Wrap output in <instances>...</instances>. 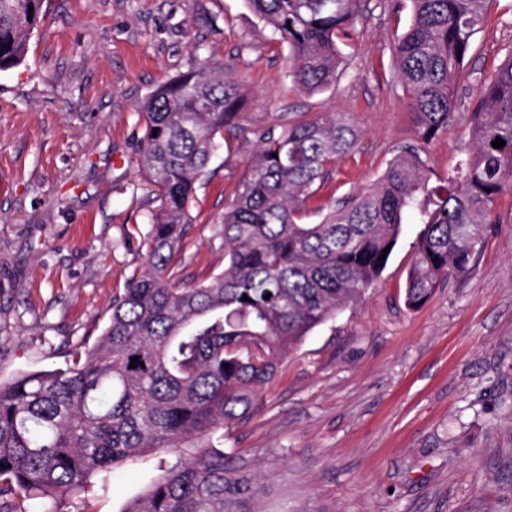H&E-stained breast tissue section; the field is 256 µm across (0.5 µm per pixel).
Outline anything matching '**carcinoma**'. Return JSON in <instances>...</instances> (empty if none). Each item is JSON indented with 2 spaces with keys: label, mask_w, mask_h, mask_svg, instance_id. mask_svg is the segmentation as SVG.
<instances>
[{
  "label": "carcinoma",
  "mask_w": 512,
  "mask_h": 512,
  "mask_svg": "<svg viewBox=\"0 0 512 512\" xmlns=\"http://www.w3.org/2000/svg\"><path fill=\"white\" fill-rule=\"evenodd\" d=\"M405 1L411 20L395 40L394 64L416 138L430 142L454 117L464 61L492 0H396L397 8ZM360 2L245 0L288 44L290 81L312 93L335 80ZM45 3L0 0V71L24 61ZM245 96L227 71L204 67L138 105V168L159 201L146 265L114 299L84 361L0 381V512H16L7 496L17 491L60 500L147 454L175 461L161 460V474L123 512H259L261 489L224 450V436L260 410L259 390L280 361L377 281L404 218L421 225L408 308L473 269L495 202L512 185V54L482 86L474 146L454 177L431 182L419 148L408 145L372 188L316 224L303 223L304 207L353 148L355 126L338 115L265 128L224 207V269L183 286L170 268L195 184L218 150L238 141ZM498 137L505 145L494 148Z\"/></svg>",
  "instance_id": "obj_1"
}]
</instances>
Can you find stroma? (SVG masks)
<instances>
[{
    "mask_svg": "<svg viewBox=\"0 0 512 512\" xmlns=\"http://www.w3.org/2000/svg\"><path fill=\"white\" fill-rule=\"evenodd\" d=\"M409 22L365 0L335 82L309 93L244 0H48L24 62L0 71V378L94 343L145 266L156 202L136 108L155 86L230 66L247 87L246 132L197 182L173 261L192 285L224 268V206L256 131L336 113L355 124L353 150L306 204L310 224L415 143L392 54ZM511 54L512 0H493L448 130L420 145L433 176L470 149L483 81ZM492 219L474 269L415 311L404 292L420 227L404 225L373 288L283 359L260 411L224 439L265 489L260 512H512V188ZM158 464L99 474L59 508L123 512Z\"/></svg>",
    "mask_w": 512,
    "mask_h": 512,
    "instance_id": "35a3bbf8",
    "label": "stroma"
}]
</instances>
